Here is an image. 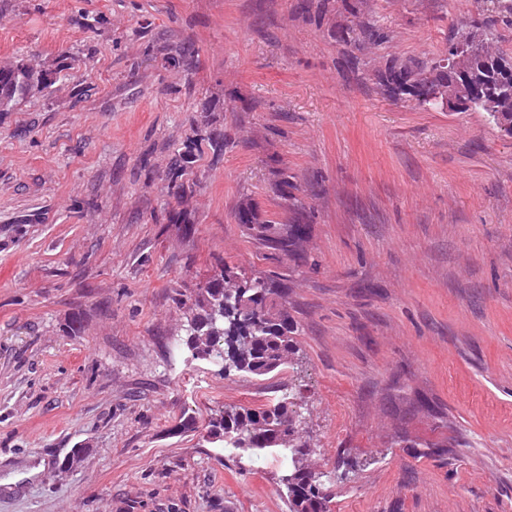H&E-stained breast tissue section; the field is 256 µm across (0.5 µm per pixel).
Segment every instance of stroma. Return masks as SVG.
I'll return each mask as SVG.
<instances>
[{
  "mask_svg": "<svg viewBox=\"0 0 512 512\" xmlns=\"http://www.w3.org/2000/svg\"><path fill=\"white\" fill-rule=\"evenodd\" d=\"M298 2L0 0V65L58 77L0 112V512H288L287 461L207 438L286 394L329 512H512V139L372 80L488 4L367 0L389 39L349 69L354 18ZM180 38L190 74L163 60ZM200 131L228 145L190 156L173 224L169 158ZM246 199L283 229L303 204L298 257L243 233ZM220 262L286 285L301 370L177 350V295ZM166 60L168 62H176L179 60L186 61L190 69L196 68L198 63V53L194 46L188 41H180L168 45L165 49ZM196 57V58H195Z\"/></svg>",
  "mask_w": 512,
  "mask_h": 512,
  "instance_id": "stroma-1",
  "label": "stroma"
}]
</instances>
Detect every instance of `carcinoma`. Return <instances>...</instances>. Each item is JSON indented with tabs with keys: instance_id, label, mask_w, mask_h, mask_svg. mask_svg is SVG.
I'll return each mask as SVG.
<instances>
[{
	"instance_id": "carcinoma-1",
	"label": "carcinoma",
	"mask_w": 512,
	"mask_h": 512,
	"mask_svg": "<svg viewBox=\"0 0 512 512\" xmlns=\"http://www.w3.org/2000/svg\"><path fill=\"white\" fill-rule=\"evenodd\" d=\"M345 9L359 19L358 28L341 29L336 39L353 50L386 41L388 32L364 17L363 0H342ZM493 38L477 41L470 55L454 66L446 64L447 57L428 61L392 59L373 73L375 84L395 100L409 98L425 109H436V98L448 92V85L462 87L459 112H486L487 118L502 135L512 138V57L493 50ZM198 53L188 41L173 43L166 48V60L187 62L196 67ZM55 84L52 73L37 69L24 60L0 66V112H7L18 101L33 93H44ZM506 95L507 106L492 112L480 104L484 98ZM183 169L173 167L170 195L183 199L194 192L197 183L181 180ZM235 219L245 234L260 244L288 256L297 253L303 238L302 209L295 211L293 223L281 231L276 222L263 219L250 202L241 203ZM219 278L213 287L196 289L186 299H178L199 313V324L185 331L183 345L191 354L221 366L224 376L243 372L255 377L266 376L292 361L296 352L294 334L298 327L279 302L283 284L272 277L249 276L242 271L220 264ZM217 306L220 316L213 320L208 309ZM301 421L288 398L260 407L226 406L214 414L210 430L222 432L221 444L230 456L254 455L269 452L290 458L285 474L292 477L285 488L288 512H329L331 493L320 474L308 462L310 444L303 439Z\"/></svg>"
}]
</instances>
